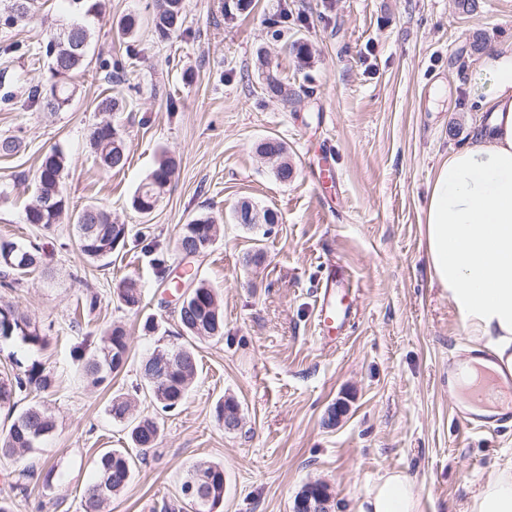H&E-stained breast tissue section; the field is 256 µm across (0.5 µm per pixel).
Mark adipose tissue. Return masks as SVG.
I'll use <instances>...</instances> for the list:
<instances>
[{
	"instance_id": "ef3b65f1",
	"label": "adipose tissue",
	"mask_w": 512,
	"mask_h": 512,
	"mask_svg": "<svg viewBox=\"0 0 512 512\" xmlns=\"http://www.w3.org/2000/svg\"><path fill=\"white\" fill-rule=\"evenodd\" d=\"M479 69L490 79L480 102L488 118L434 174L424 211L426 257L471 341L512 370V51H487ZM358 512H420V489L406 472L385 471ZM470 512H512V466L482 486Z\"/></svg>"
}]
</instances>
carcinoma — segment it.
I'll use <instances>...</instances> for the list:
<instances>
[{
    "instance_id": "obj_1",
    "label": "carcinoma",
    "mask_w": 512,
    "mask_h": 512,
    "mask_svg": "<svg viewBox=\"0 0 512 512\" xmlns=\"http://www.w3.org/2000/svg\"><path fill=\"white\" fill-rule=\"evenodd\" d=\"M76 7L78 17L61 25L60 30L50 34L47 42L39 47V55L49 63L52 83L41 91H28L29 99L39 108L49 112H62L72 104L75 87L71 75L81 68L86 53L72 55L62 47L60 36L65 29L73 33L79 43L90 46L89 28L79 16L90 15L94 6L85 7L82 0H70ZM32 0H12L3 20L12 27L31 17ZM184 23V0H155L152 25L156 36L166 40L178 32ZM262 94L283 105L294 102L296 92L280 79L273 70L264 77ZM125 95L118 91L106 94L95 101L98 112L120 114L127 108ZM90 145L99 167L106 171H119L125 167L126 144L123 131L118 124L102 123L94 128ZM257 150L260 155L275 159V175L282 182L292 178L294 169L288 162L287 148L275 138L262 141ZM68 166L67 156L60 150L45 155L36 177L34 198L25 210V223L49 229L57 223L68 208L62 187V174ZM177 163L167 153H162L156 167L139 186L131 200L132 208L147 216L155 209L170 184ZM232 220L236 224L253 227L259 223H276V214L266 209L258 211L243 200L234 208ZM76 240L82 255L90 262H103L112 257L120 246H125L129 228L125 224L112 222L111 213L104 207L88 205L82 208L73 224ZM221 232L220 219L202 214L189 223L181 225L177 236V249L181 255L205 252L217 240ZM42 264V254L35 245L0 241V267L23 277ZM118 308L137 312L143 308L144 289L135 280H127L116 291ZM184 305L178 312L179 331L184 339L178 345L163 346L142 358L138 364L141 387L145 388L157 411L139 417L133 416L132 403L123 393L112 395L108 413L112 421L126 425L131 443L129 448H110L98 456L93 486L84 491L80 506L82 512H106L112 497L119 495L127 486L136 463L144 460L142 451L156 445L161 435L159 413L175 410L184 400L191 382L197 373V342L205 339H220L224 336V312L215 291L205 282L183 292ZM11 342L28 347L43 348L48 336L26 317L10 306L0 305V342ZM181 353L180 364L168 377L155 382L150 374L165 353ZM74 359L80 362L83 376L95 386L112 383V375L121 372L131 358V346L125 329L116 324L106 328L93 347L82 343L73 349ZM18 372L12 377H0V409L13 412L18 403L33 396L49 392L54 379L45 365L38 360L26 363L15 360ZM55 427L52 415L36 402L15 415L6 433L0 436V456L22 459L41 447ZM191 480H197L202 489V498L191 503L183 489ZM179 492L180 506L162 502L160 512H214L224 498V466L213 462L192 465L183 477Z\"/></svg>"
}]
</instances>
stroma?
<instances>
[{
  "label": "stroma",
  "mask_w": 512,
  "mask_h": 512,
  "mask_svg": "<svg viewBox=\"0 0 512 512\" xmlns=\"http://www.w3.org/2000/svg\"><path fill=\"white\" fill-rule=\"evenodd\" d=\"M93 39L72 76L76 98L64 112H45L19 94L46 88L50 72L36 51L61 20L67 0H34L32 21L0 27V136L15 137L16 155L0 158V240L38 243L45 263L19 285L0 284L12 305L48 336L47 348L0 346V376L14 360L37 359L56 387L45 404L55 429L39 450L16 461L0 457V497L15 512H80L101 450L127 444L124 425L107 413L112 392L152 411L135 364L111 387L83 380L71 350L85 336L118 323L132 352L171 341L178 289L161 285L142 243L128 240L110 265L88 263L74 237L73 211L94 203L131 232H145L164 258L168 278L191 266L217 292L224 336L199 343L198 374L184 402L163 418L156 447L113 498L112 512H154L178 495L199 461L224 467V499L215 512H291L309 483L327 484L332 512H357L365 491L388 470L414 476L421 512H465L481 486L512 463V427L473 433L458 422L448 389V358L471 348L467 326L431 275L424 238L428 189L449 152L469 145L486 115L477 103L488 87L478 69L485 48H512V0H480L465 13L456 0H251L224 14L222 0H185L181 31L167 41L152 29L154 0H103ZM288 15L289 39H302L306 59L273 40L269 22ZM138 15L134 38L118 33ZM299 92L294 105L264 98L259 54ZM133 57L124 72L114 61ZM118 87L130 106L121 114L125 167L106 173L95 163L90 135L112 114L93 102ZM283 141L294 168L280 181L257 145ZM330 149L338 184L312 177L316 151ZM62 150L69 165L63 190L69 211L51 229L24 221L45 154ZM178 172L149 216L131 206L161 153ZM243 200L273 210L278 221L252 228L233 223ZM210 213L224 234L184 263L180 225ZM262 250L259 265L244 262ZM358 285L354 326L336 347L317 340L315 292L328 259ZM127 279L146 292L134 314L115 290ZM95 309H83L89 295ZM165 336L143 334L146 317ZM234 398L242 423L226 430L218 401ZM343 411L335 423L327 414ZM32 472L26 492L13 490L17 470Z\"/></svg>",
  "instance_id": "obj_1"
}]
</instances>
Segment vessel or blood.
Returning <instances> with one entry per match:
<instances>
[{"label": "vessel or blood", "mask_w": 512, "mask_h": 512, "mask_svg": "<svg viewBox=\"0 0 512 512\" xmlns=\"http://www.w3.org/2000/svg\"><path fill=\"white\" fill-rule=\"evenodd\" d=\"M354 289L337 266H330L320 286L316 308V328L323 343L330 344L350 329L355 321ZM456 415L476 432L501 428L512 421V373L495 375L493 385L479 389L456 404Z\"/></svg>", "instance_id": "obj_1"}]
</instances>
